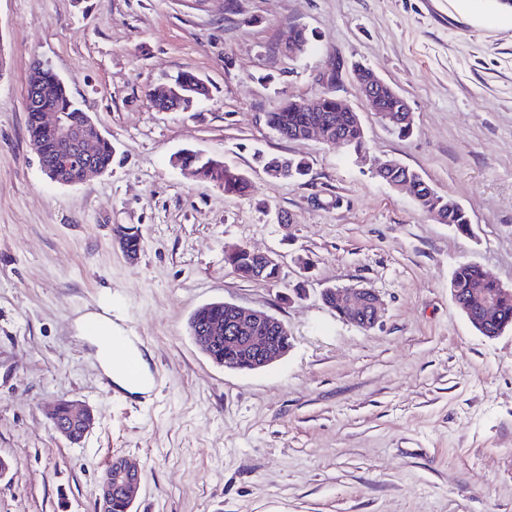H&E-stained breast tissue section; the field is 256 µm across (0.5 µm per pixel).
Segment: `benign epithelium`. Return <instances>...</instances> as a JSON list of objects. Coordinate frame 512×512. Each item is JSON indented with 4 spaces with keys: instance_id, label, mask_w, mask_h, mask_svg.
Here are the masks:
<instances>
[{
    "instance_id": "benign-epithelium-1",
    "label": "benign epithelium",
    "mask_w": 512,
    "mask_h": 512,
    "mask_svg": "<svg viewBox=\"0 0 512 512\" xmlns=\"http://www.w3.org/2000/svg\"><path fill=\"white\" fill-rule=\"evenodd\" d=\"M48 68L40 60L32 63L27 99L40 106L38 112L42 127L49 133L53 150L45 154V148L35 146L41 168L53 182L61 185H75L92 175H103L108 167L95 162V151L103 135L89 116L79 122L64 112L48 106L52 97V88L38 79L35 72ZM359 91L365 104L372 112L380 111L383 99L392 97L400 101L398 115L391 118L396 123L400 119L410 120V108L407 101L390 85L376 75L369 73L361 80ZM184 95L166 85L153 93V102L162 112L176 111L181 108ZM323 97L298 102L305 112L313 115L302 137L318 133L323 140L330 141V128L320 112ZM252 262L248 273L236 272L240 278L247 276L259 279L265 271L277 265L276 259L268 253L250 252ZM323 303L340 317L361 327L373 326L379 315L378 296L369 288H327L322 293ZM491 302L497 304L512 303V286L497 284V287L471 288L467 293L462 310L471 324H477L472 307L484 306ZM228 319L224 322L213 319L206 326V333L194 337L199 349L216 365L240 372H252L262 369L288 352L290 336L288 328L276 317L259 310H251L232 303H224ZM224 347L231 355L220 356L213 350ZM54 433L72 444L81 443L95 423V414L89 407L78 408L74 404L61 401L48 413ZM141 482V471L126 459L114 457L109 470L99 483L98 501L102 512L112 507V496L118 495L126 503V512H131L135 490Z\"/></svg>"
}]
</instances>
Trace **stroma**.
<instances>
[{"label": "stroma", "instance_id": "35a3bbf8", "mask_svg": "<svg viewBox=\"0 0 512 512\" xmlns=\"http://www.w3.org/2000/svg\"><path fill=\"white\" fill-rule=\"evenodd\" d=\"M35 58L112 142L107 173L43 174ZM361 67L408 101L410 137L367 110ZM331 68L364 156L266 124ZM180 72L208 99L156 110L149 89ZM184 149L246 173L247 195L186 177ZM260 153L308 172L271 178ZM387 159L458 202L471 233L375 177ZM118 224L138 229L137 261ZM232 245L275 252L277 281L240 279ZM462 261L512 285V11L496 0H0V512H93L115 457L142 472L132 512H512V331L486 338L462 314ZM333 286L372 289L378 322L325 306ZM218 301L284 322L287 355L252 373L210 362L188 322ZM102 311L148 353L149 396L108 386L78 327ZM61 400L93 409L83 444L53 433Z\"/></svg>", "mask_w": 512, "mask_h": 512}]
</instances>
